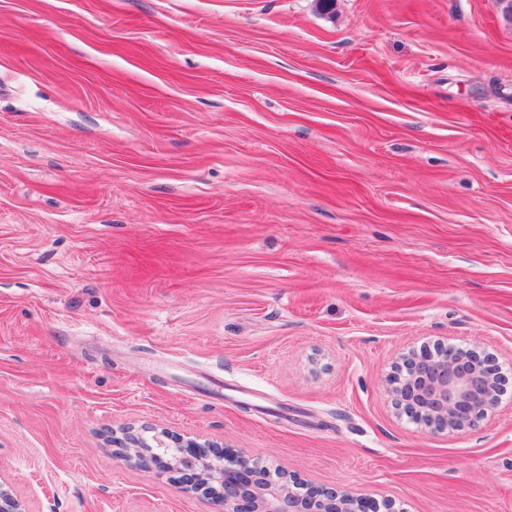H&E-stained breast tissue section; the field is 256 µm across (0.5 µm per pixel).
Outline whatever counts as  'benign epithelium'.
I'll return each instance as SVG.
<instances>
[{
	"instance_id": "7a95c632",
	"label": "benign epithelium",
	"mask_w": 512,
	"mask_h": 512,
	"mask_svg": "<svg viewBox=\"0 0 512 512\" xmlns=\"http://www.w3.org/2000/svg\"><path fill=\"white\" fill-rule=\"evenodd\" d=\"M388 383L397 405L415 423L438 432H460L498 408L506 379L494 355L444 345L402 354ZM167 438L166 431L149 438L128 434L118 441L115 457L179 474L181 491L202 490L224 512H398L391 501L344 490L305 485L298 492L228 448L214 452L197 439L169 444ZM0 512H24L1 484Z\"/></svg>"
}]
</instances>
